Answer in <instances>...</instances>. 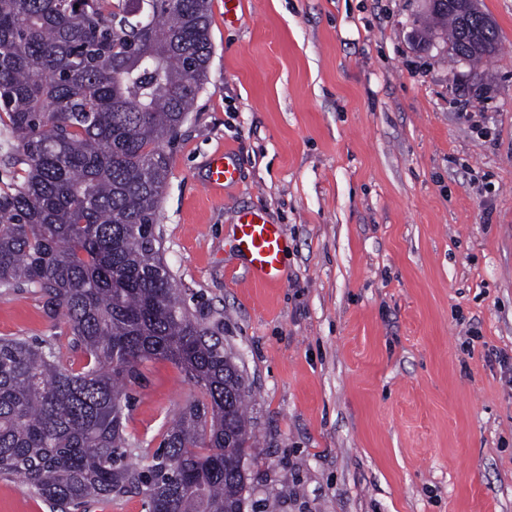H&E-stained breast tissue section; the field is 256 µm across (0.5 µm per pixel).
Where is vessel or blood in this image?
I'll return each mask as SVG.
<instances>
[{
  "label": "vessel or blood",
  "mask_w": 512,
  "mask_h": 512,
  "mask_svg": "<svg viewBox=\"0 0 512 512\" xmlns=\"http://www.w3.org/2000/svg\"><path fill=\"white\" fill-rule=\"evenodd\" d=\"M239 170L227 153L212 156L208 163V184L221 188L237 182ZM234 240L248 259L256 281L274 285L281 279L284 232L281 225L268 223L257 211H241L236 219Z\"/></svg>",
  "instance_id": "b4317fda"
}]
</instances>
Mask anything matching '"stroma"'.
<instances>
[{
    "instance_id": "stroma-1",
    "label": "stroma",
    "mask_w": 512,
    "mask_h": 512,
    "mask_svg": "<svg viewBox=\"0 0 512 512\" xmlns=\"http://www.w3.org/2000/svg\"><path fill=\"white\" fill-rule=\"evenodd\" d=\"M213 54L159 208L191 310L224 321L250 387L245 512H512V0L499 43L419 46L425 0H211ZM236 184L206 186L215 153ZM285 233L282 280L234 247L242 210ZM0 289V337L67 340ZM126 431L156 451L200 391L141 366ZM0 512H52L0 477Z\"/></svg>"
}]
</instances>
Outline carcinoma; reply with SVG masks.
<instances>
[{
    "label": "carcinoma",
    "instance_id": "carcinoma-1",
    "mask_svg": "<svg viewBox=\"0 0 512 512\" xmlns=\"http://www.w3.org/2000/svg\"><path fill=\"white\" fill-rule=\"evenodd\" d=\"M0 0V150L24 166L0 188V288H32L67 343L0 338V475L54 512L141 495L148 512H244L248 387L224 321L191 313L165 263L163 143L212 57L209 0ZM459 60L495 53L484 12L427 16ZM81 351L76 370L70 352ZM172 362L201 396L146 459L126 432L143 362Z\"/></svg>",
    "mask_w": 512,
    "mask_h": 512
}]
</instances>
